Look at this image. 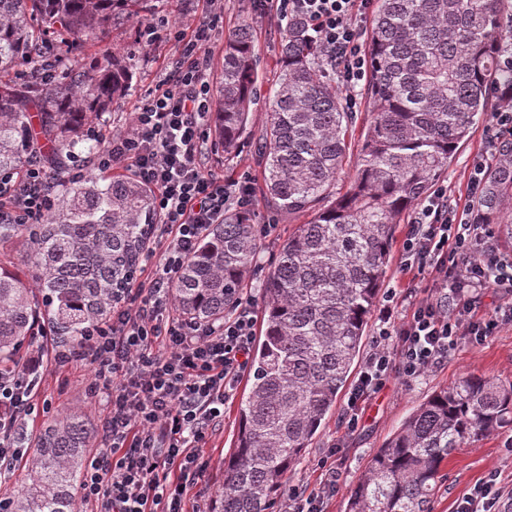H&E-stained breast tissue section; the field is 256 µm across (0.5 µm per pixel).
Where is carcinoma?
<instances>
[{
  "mask_svg": "<svg viewBox=\"0 0 512 512\" xmlns=\"http://www.w3.org/2000/svg\"><path fill=\"white\" fill-rule=\"evenodd\" d=\"M139 0H0V174H23L32 140L43 141L57 201L43 224H1L0 246L22 243L32 282L0 267V376L48 332L65 346L112 316L116 288L139 269L152 188L132 177L61 179L63 156L92 153L84 127L127 90L126 59L105 53L71 62L58 79L19 77V67L58 41L69 58L136 13ZM502 0H377L364 88L370 119L360 167L334 192L352 113L323 75L311 31L290 20L280 78L259 131L263 202L306 213L260 282L262 324L239 407L234 448L214 512H272L288 474L336 409L382 292L396 225L426 195L489 111L500 69ZM256 52L244 23L224 43L211 109L214 146L234 155L252 132ZM481 224L512 236V155L496 157L476 203ZM259 247L252 217L230 211L213 225L172 288L177 310L215 324L232 313ZM512 426V383L467 375L434 391L378 449L351 491L349 512H432L442 466L472 439ZM96 430L70 410L35 435L20 491L4 512H72Z\"/></svg>",
  "mask_w": 512,
  "mask_h": 512,
  "instance_id": "carcinoma-1",
  "label": "carcinoma"
}]
</instances>
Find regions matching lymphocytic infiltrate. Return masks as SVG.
<instances>
[{
    "mask_svg": "<svg viewBox=\"0 0 512 512\" xmlns=\"http://www.w3.org/2000/svg\"><path fill=\"white\" fill-rule=\"evenodd\" d=\"M205 2L204 18L192 28L165 18L143 26L140 36L148 42L168 30L178 47L175 66L141 101L127 129L89 160L96 170L122 168L149 184L159 222L145 264L111 317L88 326L76 346L53 353L60 372L79 361L94 365L90 394L110 390L104 446L87 462L74 512H202L189 499L210 465L199 450L223 424L227 393L249 367L255 324L250 300H240L218 325L188 320L168 303L181 267L211 226L230 210L254 205L250 177L227 180L202 163L211 110L208 45L214 21L224 13V0ZM256 2L265 17L306 22L326 65L354 94L369 69L360 38L374 0ZM486 174L485 163L473 165L464 204L452 203L443 184L420 203L400 253L403 270L421 284L405 295L388 288L378 304L373 348L347 402L348 430L356 429L361 404L393 377L416 380L447 359L461 339L478 346L512 325V251L474 213ZM55 191L35 163L21 179L1 178L0 223H43ZM491 288L507 295V302L478 313L480 295ZM42 362L39 355L26 357L21 377H0V476L23 456L13 430L35 410L32 392Z\"/></svg>",
    "mask_w": 512,
    "mask_h": 512,
    "instance_id": "obj_1",
    "label": "lymphocytic infiltrate"
}]
</instances>
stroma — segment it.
<instances>
[{
  "mask_svg": "<svg viewBox=\"0 0 512 512\" xmlns=\"http://www.w3.org/2000/svg\"><path fill=\"white\" fill-rule=\"evenodd\" d=\"M224 4V16L218 20L213 31L210 46L212 67L208 79L211 85H218L225 41L240 22L250 23L259 59L258 97L252 107L253 126L258 129L264 120L266 97L275 88L279 75L277 61L282 30L277 22L261 16L254 0H224ZM139 19L132 18L113 26L103 41L86 45L77 55L79 63L90 65L101 57L103 51L108 50L128 58L131 63L132 80L125 96L115 101L110 110L97 120L96 130L106 129L113 133L124 130L136 107L175 57V43L166 34H159L149 44L140 41ZM491 129L490 118H481L475 124L468 142L457 151L441 174L439 181L448 186L452 198L465 195L468 175L477 157H484L489 164L494 162V154L487 151ZM256 141V136L246 137L238 153L230 158L215 150H208L206 163L209 168L222 172L225 178L236 179L247 174L254 186H261L263 171ZM270 220L275 222L276 227L270 235L261 236L255 269L247 285V295L257 309L262 306L258 283L268 273L280 246L298 224L297 219L277 213L262 203H255L254 223L263 225ZM468 374L512 382V327H503L480 346L460 341L447 362L413 383L408 384L398 378L391 380L384 391L365 404L359 415L358 426L352 431L348 430L344 420L352 389L344 387L338 396L335 411L291 472L290 483L310 489L319 487V462L325 455H332L338 481L335 491L328 493L324 499V510L348 512L350 491L377 449L429 395ZM93 375L94 367L87 362L79 363L62 374L53 372L50 365H43L36 386L37 408L31 416L21 420L18 433L25 438H33L57 414L72 409L80 411L92 425H100L107 394L103 391L95 396L88 394L87 386ZM247 392V380H239L224 407V423L213 433L205 450L212 465L204 472L200 484L208 492H215L224 481V458L233 446L240 403ZM511 439L512 429L503 428L479 436L454 451L443 466L445 478L435 496L434 512H456L458 498L492 472L497 473L501 486L512 489V452L507 449V442Z\"/></svg>",
  "mask_w": 512,
  "mask_h": 512,
  "instance_id": "35a3bbf8",
  "label": "stroma"
}]
</instances>
